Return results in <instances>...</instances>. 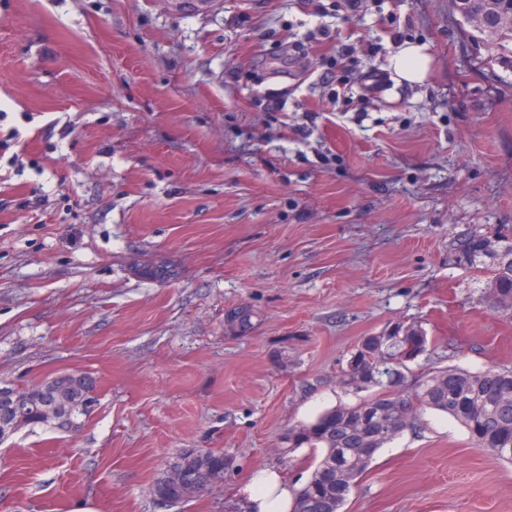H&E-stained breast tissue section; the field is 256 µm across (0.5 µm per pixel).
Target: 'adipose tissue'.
I'll return each instance as SVG.
<instances>
[{"mask_svg": "<svg viewBox=\"0 0 512 512\" xmlns=\"http://www.w3.org/2000/svg\"><path fill=\"white\" fill-rule=\"evenodd\" d=\"M388 63L398 83L414 85L424 83L431 57L425 45L409 42L392 54ZM238 497L247 512H292L294 486L278 469L262 467L239 488Z\"/></svg>", "mask_w": 512, "mask_h": 512, "instance_id": "adipose-tissue-1", "label": "adipose tissue"}]
</instances>
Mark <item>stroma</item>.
Masks as SVG:
<instances>
[{
    "mask_svg": "<svg viewBox=\"0 0 512 512\" xmlns=\"http://www.w3.org/2000/svg\"><path fill=\"white\" fill-rule=\"evenodd\" d=\"M317 22L307 0H0V136L28 157L0 161V381L79 370L99 395L76 434L0 444V512H225L270 466L302 484L320 453L282 455L289 430L359 401L341 370L396 323L436 340L408 381L512 369V317L455 254L512 225V65L453 0H374L308 39ZM404 40L432 59L414 87L387 68ZM345 42L381 50L338 104L323 75ZM160 261L177 277L139 275ZM186 449L224 453V481L162 503ZM344 512H512V463L421 411Z\"/></svg>",
    "mask_w": 512,
    "mask_h": 512,
    "instance_id": "1",
    "label": "stroma"
}]
</instances>
